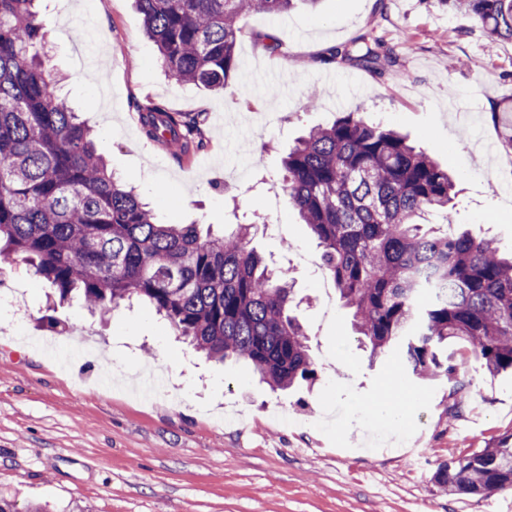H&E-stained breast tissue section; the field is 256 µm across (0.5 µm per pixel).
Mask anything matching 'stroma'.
<instances>
[{"instance_id": "35a3bbf8", "label": "stroma", "mask_w": 512, "mask_h": 512, "mask_svg": "<svg viewBox=\"0 0 512 512\" xmlns=\"http://www.w3.org/2000/svg\"><path fill=\"white\" fill-rule=\"evenodd\" d=\"M37 9L53 80L159 221L251 224L252 247L294 284L316 378L272 390L248 363L208 359L143 302L47 309L46 288L16 258L0 274V289L25 304L17 325L0 312V499L16 512H500L512 491L451 495L433 476L512 433V376H490L468 344L450 343L466 365V400L452 412L447 379L416 380L398 356L371 357L336 290L298 262L321 250L272 188L296 137L365 109L447 166L455 223L511 254L512 154L494 108L512 99V42L489 44L443 0H321L274 19L245 15L239 69L214 93L165 70L134 0ZM269 31L281 50L255 42ZM367 35L393 65L331 59ZM151 102L202 113L203 149L179 159L146 139L139 111ZM48 341L93 355L64 367ZM151 371L163 387L146 402L137 390ZM382 402L399 408V425L375 415ZM229 407L239 412L230 422Z\"/></svg>"}]
</instances>
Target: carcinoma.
<instances>
[{
    "label": "carcinoma",
    "mask_w": 512,
    "mask_h": 512,
    "mask_svg": "<svg viewBox=\"0 0 512 512\" xmlns=\"http://www.w3.org/2000/svg\"><path fill=\"white\" fill-rule=\"evenodd\" d=\"M148 37L177 80L222 91L238 70L239 21L276 18L294 0H135ZM492 43L512 39V0H448ZM35 0H0V270L17 255L61 300L104 310L147 301L195 349L251 363L272 389L314 375L307 336L290 315L288 281L250 247L248 224L220 235L158 224L108 171L95 133L78 121L46 73ZM334 56L367 68L394 63L378 39ZM142 127L176 155L201 150L202 115L141 107ZM282 186L321 247L324 271L373 356L402 354L417 379L445 377L463 400L448 341L471 345L483 368L512 373V258L461 231L421 219L446 210L455 183L405 136L359 112L297 139ZM448 494L512 489V435L438 467Z\"/></svg>",
    "instance_id": "cac0c4a2"
}]
</instances>
